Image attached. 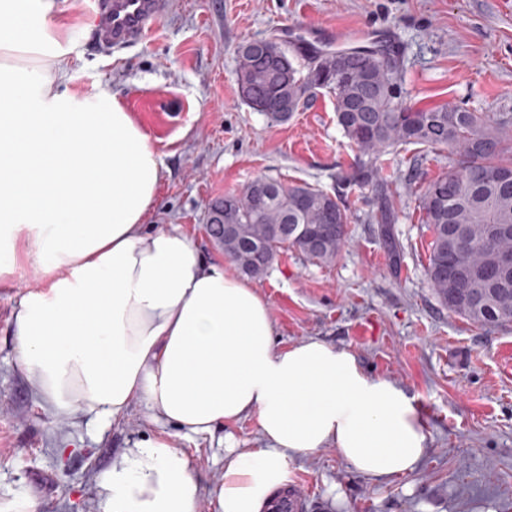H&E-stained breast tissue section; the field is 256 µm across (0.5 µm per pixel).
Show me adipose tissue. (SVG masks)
<instances>
[{
    "label": "adipose tissue",
    "instance_id": "adipose-tissue-1",
    "mask_svg": "<svg viewBox=\"0 0 512 512\" xmlns=\"http://www.w3.org/2000/svg\"><path fill=\"white\" fill-rule=\"evenodd\" d=\"M60 12L0 0V282L40 276L14 311L16 359L55 413L103 425L138 400L178 429L113 458L100 512H198L178 439L249 417L262 445L225 449L214 512H264L291 464L328 446L372 478L414 472L428 434L402 388L320 340L278 349L252 283L180 225L144 230L159 155L114 96L69 88Z\"/></svg>",
    "mask_w": 512,
    "mask_h": 512
}]
</instances>
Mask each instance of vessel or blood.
<instances>
[{
	"label": "vessel or blood",
	"mask_w": 512,
	"mask_h": 512,
	"mask_svg": "<svg viewBox=\"0 0 512 512\" xmlns=\"http://www.w3.org/2000/svg\"><path fill=\"white\" fill-rule=\"evenodd\" d=\"M162 11L161 0H95L91 10L92 33L98 46L119 53L145 41ZM312 490L302 479L272 495L271 512H309Z\"/></svg>",
	"instance_id": "b4317fda"
}]
</instances>
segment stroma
Masks as SVG:
<instances>
[{
    "instance_id": "obj_1",
    "label": "stroma",
    "mask_w": 512,
    "mask_h": 512,
    "mask_svg": "<svg viewBox=\"0 0 512 512\" xmlns=\"http://www.w3.org/2000/svg\"><path fill=\"white\" fill-rule=\"evenodd\" d=\"M150 39L99 52L91 0L61 16L71 49L69 87L107 90L149 134L161 157L148 230L181 225L206 257L221 256L207 228L208 207L259 176L308 183L348 200V242L329 266L297 251L254 286L271 309L274 344L309 339L352 352L370 374L411 397L427 425L419 468L374 479L354 471L334 447L297 460L316 512H512V326L493 331L442 307L425 276L430 233L415 199L453 160L418 145L391 155L399 213L388 247L374 223L372 195L350 182L356 153L337 124L334 98L320 91L285 123L270 122L238 94L236 50L292 28L316 44L375 31L394 45L402 77L395 92L414 106L453 104L512 113V0H164ZM38 283L34 269L0 283V512H99L98 474L141 438L160 433L141 402L99 428L57 417L17 363L13 312ZM259 447L255 419L181 440L208 495L224 475V448Z\"/></svg>"
}]
</instances>
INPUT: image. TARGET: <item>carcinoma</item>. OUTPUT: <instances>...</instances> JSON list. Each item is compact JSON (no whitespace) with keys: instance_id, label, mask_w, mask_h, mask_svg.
Wrapping results in <instances>:
<instances>
[{"instance_id":"carcinoma-1","label":"carcinoma","mask_w":512,"mask_h":512,"mask_svg":"<svg viewBox=\"0 0 512 512\" xmlns=\"http://www.w3.org/2000/svg\"><path fill=\"white\" fill-rule=\"evenodd\" d=\"M239 96L273 123H283L325 90L335 100L338 125L364 159L353 180L374 192L376 221L391 238L398 214L376 159L406 145L459 156L448 174L417 194L431 234L426 275L440 305L486 330L512 324V279L492 297L481 296L482 275L499 254L512 251V114L471 112L444 104L418 108L397 100L398 55L383 49L292 52L275 38L253 39L237 49ZM210 235L237 272L262 279L293 249L307 261L334 262L346 242L349 207L336 194L308 183L262 176L241 191L213 201ZM331 230L318 241L313 231Z\"/></svg>"}]
</instances>
